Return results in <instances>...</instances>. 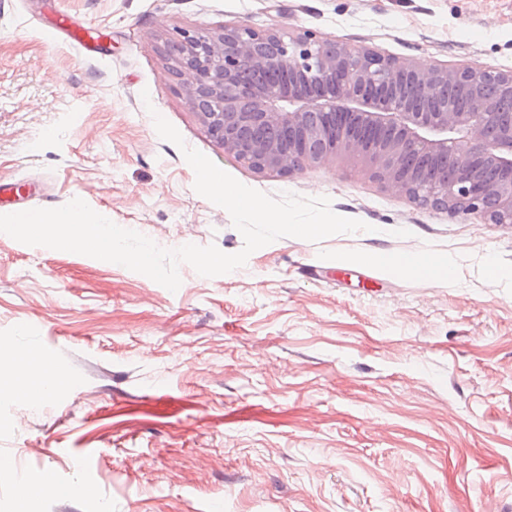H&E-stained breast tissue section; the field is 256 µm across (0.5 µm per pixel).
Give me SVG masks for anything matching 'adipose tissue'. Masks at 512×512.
<instances>
[{
	"label": "adipose tissue",
	"mask_w": 512,
	"mask_h": 512,
	"mask_svg": "<svg viewBox=\"0 0 512 512\" xmlns=\"http://www.w3.org/2000/svg\"><path fill=\"white\" fill-rule=\"evenodd\" d=\"M370 261L387 273L420 277L434 283L448 281L454 276V266L447 255L425 249L377 254L371 256ZM66 384L63 377L49 376L44 357L28 349H13L7 370H0L1 396L31 400Z\"/></svg>",
	"instance_id": "adipose-tissue-1"
}]
</instances>
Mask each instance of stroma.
I'll use <instances>...</instances> for the list:
<instances>
[{"mask_svg": "<svg viewBox=\"0 0 512 512\" xmlns=\"http://www.w3.org/2000/svg\"><path fill=\"white\" fill-rule=\"evenodd\" d=\"M58 12L101 52L46 37ZM234 24L512 69V0H0V182L29 208L79 198L161 247L239 252L158 114L242 184L382 228L284 237L214 277L183 263L174 292L0 233V354L70 380L0 399V512L21 485L35 512H512V224L418 206L350 155L289 177L239 163L166 53ZM421 248L455 279L365 260Z\"/></svg>", "mask_w": 512, "mask_h": 512, "instance_id": "35a3bbf8", "label": "stroma"}]
</instances>
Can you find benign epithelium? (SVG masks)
I'll use <instances>...</instances> for the list:
<instances>
[{"mask_svg":"<svg viewBox=\"0 0 512 512\" xmlns=\"http://www.w3.org/2000/svg\"><path fill=\"white\" fill-rule=\"evenodd\" d=\"M168 52L207 132L249 169L291 176L349 153L422 206L512 224V112L499 111L512 103V70L425 69L311 31L247 24L181 32ZM450 86L472 97L469 110L429 111L400 99L432 100ZM348 119L396 138L367 143ZM409 154L451 156L454 176L406 173Z\"/></svg>","mask_w":512,"mask_h":512,"instance_id":"7a95c632","label":"benign epithelium"}]
</instances>
